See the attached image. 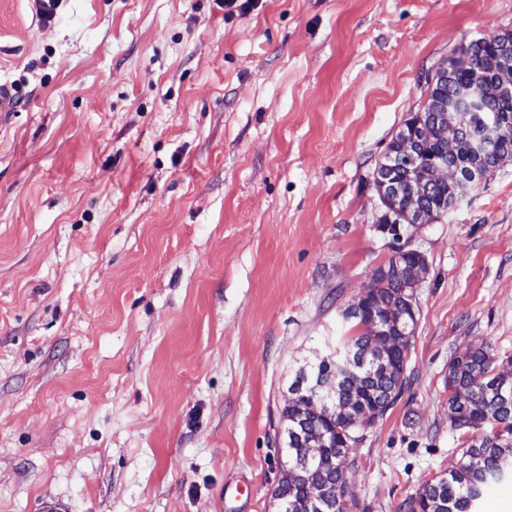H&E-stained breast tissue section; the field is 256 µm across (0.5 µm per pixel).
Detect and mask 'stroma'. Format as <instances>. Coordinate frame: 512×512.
Listing matches in <instances>:
<instances>
[{
  "label": "stroma",
  "mask_w": 512,
  "mask_h": 512,
  "mask_svg": "<svg viewBox=\"0 0 512 512\" xmlns=\"http://www.w3.org/2000/svg\"><path fill=\"white\" fill-rule=\"evenodd\" d=\"M512 0H0V512H275L288 386L388 260L372 187ZM358 512L454 469L448 363L512 358V160L433 224Z\"/></svg>",
  "instance_id": "35a3bbf8"
}]
</instances>
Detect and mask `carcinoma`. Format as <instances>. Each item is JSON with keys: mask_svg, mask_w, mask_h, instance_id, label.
<instances>
[{"mask_svg": "<svg viewBox=\"0 0 512 512\" xmlns=\"http://www.w3.org/2000/svg\"><path fill=\"white\" fill-rule=\"evenodd\" d=\"M498 33L486 34L482 41L472 42L458 56L448 58L428 82L429 96L420 112L406 118L388 144L384 158L398 157L402 132L413 133L421 140V160L444 161L450 166H465L470 163L469 138L479 129L477 118L465 123L466 131L460 133L455 152H448L444 137L434 132L435 117L448 108L452 97L462 86H479L487 91L483 111L495 113L512 122V93L503 94L492 86L493 75L487 63L500 50ZM399 179V194L385 209L404 216L415 207L441 210L448 187L436 185L424 200L414 195L416 173L411 168H401L396 173ZM410 252L398 254L399 274L384 279L370 277L365 298L361 301L360 316H350L354 305L344 310V319L351 324L354 333L344 337L340 354L336 356V372L340 378L336 391L325 393L326 401L336 403V411L309 415L307 420L316 430L338 427L342 433L336 435V447L323 448L314 453L313 448L288 439L285 449L288 468L279 480L278 493L288 497L285 512H301V503L312 491L328 502L336 503L335 512H342V493L346 477L333 466L339 454H345L364 439L363 428L354 424V415L366 409L373 413L374 420L383 418L397 402L407 386V362L402 353L387 356L388 370L374 360V355L356 364L355 371L342 373L344 355L367 349L371 336L364 327L370 314L384 319L401 314V295L412 291L399 288L406 268L415 261ZM497 355L490 348H467L453 357L448 364V411L451 425L465 434H471L467 447L462 450L458 466L426 482L409 498V512H477L484 487L512 477V378L506 380L497 374ZM310 460L308 469L297 465Z\"/></svg>", "mask_w": 512, "mask_h": 512, "instance_id": "carcinoma-1", "label": "carcinoma"}]
</instances>
